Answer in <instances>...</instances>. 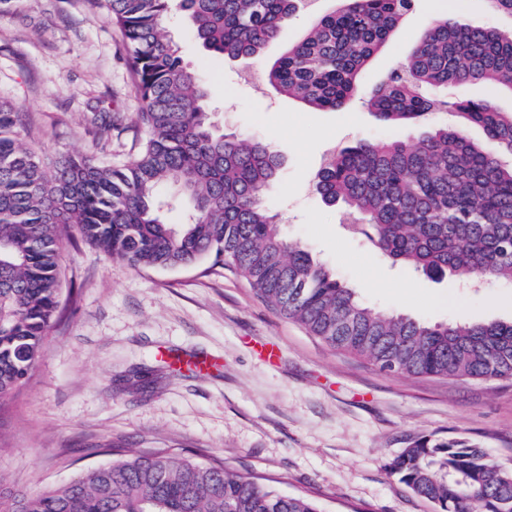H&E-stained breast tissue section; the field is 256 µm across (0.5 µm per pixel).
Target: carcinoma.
I'll return each mask as SVG.
<instances>
[{
	"label": "carcinoma",
	"mask_w": 512,
	"mask_h": 512,
	"mask_svg": "<svg viewBox=\"0 0 512 512\" xmlns=\"http://www.w3.org/2000/svg\"><path fill=\"white\" fill-rule=\"evenodd\" d=\"M263 70L277 93L312 112L344 107L362 71L396 32L415 0H338ZM121 30L144 111L139 153L121 167L91 155L47 166L25 146L19 114L0 100V415L34 372L61 317L59 266L65 243L80 239L137 268L199 263L209 255L243 276L257 295L328 346L382 370L461 380L512 377V320L430 325L366 306L355 288L288 241L264 205L281 157L272 144L216 131L208 88L184 65L164 31L187 15L212 55L262 61L311 0H89ZM467 81L512 93V34L459 18L429 23L420 40L365 99L401 128L451 111L454 122L413 138L359 140L330 154L314 188L368 225L375 247L411 272L512 283V111L487 100L448 101ZM494 143L488 154L465 130ZM189 205L187 220L163 219V186ZM111 463L76 479L15 495L0 474V512H320L301 495L259 486L167 452L109 448ZM391 474L438 512H512V471L461 438L411 443Z\"/></svg>",
	"instance_id": "carcinoma-1"
}]
</instances>
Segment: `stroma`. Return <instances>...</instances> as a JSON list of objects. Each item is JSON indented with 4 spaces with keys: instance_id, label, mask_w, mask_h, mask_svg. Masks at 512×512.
<instances>
[{
    "instance_id": "obj_1",
    "label": "stroma",
    "mask_w": 512,
    "mask_h": 512,
    "mask_svg": "<svg viewBox=\"0 0 512 512\" xmlns=\"http://www.w3.org/2000/svg\"><path fill=\"white\" fill-rule=\"evenodd\" d=\"M458 8L475 26L512 30L481 0H416L343 109L309 111L255 76L258 62L206 54L180 14L166 33L210 89L217 127L270 142L281 170L266 206L286 238L352 285L366 305L430 324L512 319V285L461 287L393 265L313 183L334 150L399 130L364 105L418 42L429 16ZM0 97L19 135L49 163L82 153L113 167L143 136L142 110L118 27L87 0H0ZM111 117L106 149L96 147ZM62 319L37 369L0 417V473L32 494L111 460L108 448L222 462L261 486L304 495L320 512H437L387 470L421 437H461L512 471V378L458 381L378 369L335 350L263 302L246 279L207 257L133 268L86 244L61 256ZM209 358L204 370L164 355Z\"/></svg>"
}]
</instances>
